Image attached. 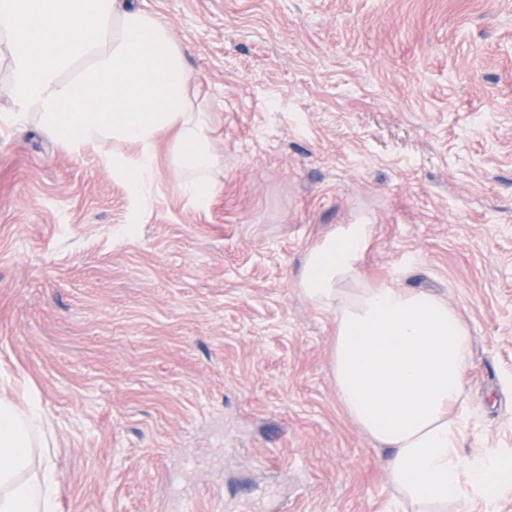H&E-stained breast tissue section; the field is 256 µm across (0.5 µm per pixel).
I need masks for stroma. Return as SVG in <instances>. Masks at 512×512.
Wrapping results in <instances>:
<instances>
[{"mask_svg":"<svg viewBox=\"0 0 512 512\" xmlns=\"http://www.w3.org/2000/svg\"><path fill=\"white\" fill-rule=\"evenodd\" d=\"M212 114L214 193L158 145L0 121V371L52 428L60 512H397L348 416L306 251L373 227L365 284L442 297L473 344L463 457L512 450V0H140Z\"/></svg>","mask_w":512,"mask_h":512,"instance_id":"obj_1","label":"stroma"}]
</instances>
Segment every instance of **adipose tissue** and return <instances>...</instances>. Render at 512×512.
Segmentation results:
<instances>
[{"label":"adipose tissue","mask_w":512,"mask_h":512,"mask_svg":"<svg viewBox=\"0 0 512 512\" xmlns=\"http://www.w3.org/2000/svg\"><path fill=\"white\" fill-rule=\"evenodd\" d=\"M0 119L35 124L58 145L107 144L131 191L149 194L156 146L182 190L208 197L218 166L207 112L183 50L138 0H0ZM369 224L311 246L299 288L335 314L333 379L348 415L387 452L390 483L411 512H458L512 494V453L463 457L469 325L438 295L366 286ZM36 395L0 392V512H59L56 465Z\"/></svg>","instance_id":"adipose-tissue-1"}]
</instances>
